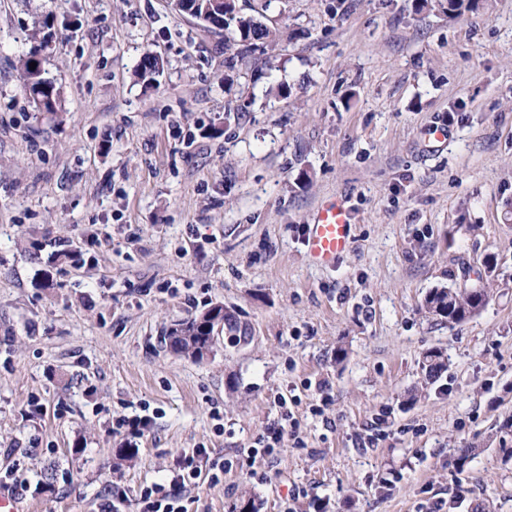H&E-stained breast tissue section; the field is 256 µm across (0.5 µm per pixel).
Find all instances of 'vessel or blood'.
I'll return each mask as SVG.
<instances>
[{
	"mask_svg": "<svg viewBox=\"0 0 512 512\" xmlns=\"http://www.w3.org/2000/svg\"><path fill=\"white\" fill-rule=\"evenodd\" d=\"M351 242L350 215L343 203L331 201L323 204L313 224L306 227L307 254L317 265H334L349 250Z\"/></svg>",
	"mask_w": 512,
	"mask_h": 512,
	"instance_id": "1",
	"label": "vessel or blood"
}]
</instances>
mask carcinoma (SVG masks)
I'll return each instance as SVG.
<instances>
[{"label":"carcinoma","instance_id":"1","mask_svg":"<svg viewBox=\"0 0 512 512\" xmlns=\"http://www.w3.org/2000/svg\"><path fill=\"white\" fill-rule=\"evenodd\" d=\"M192 6L200 15H220L224 17V44L237 46V52L227 58L224 63L232 69L238 61L253 52L255 41L269 43L273 34L255 15L242 13L232 0H191ZM31 59L24 57L20 60L21 77L31 79V88L48 98V111L56 110L60 99V91L55 83L44 77L41 69H30ZM163 69V62L156 56L144 54L135 76L140 81H153ZM488 291L485 285L477 284L459 289L441 288L431 292L425 299L429 312L442 316L451 322H462L477 313L488 302ZM169 340L180 347L183 352H190L195 347L209 343L210 332L204 330L194 317L172 328ZM424 367L431 376L438 375L445 369L446 364L442 352L431 351L424 358Z\"/></svg>","mask_w":512,"mask_h":512}]
</instances>
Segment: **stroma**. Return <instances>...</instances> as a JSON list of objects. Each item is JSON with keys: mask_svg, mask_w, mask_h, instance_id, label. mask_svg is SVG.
I'll use <instances>...</instances> for the list:
<instances>
[{"mask_svg": "<svg viewBox=\"0 0 512 512\" xmlns=\"http://www.w3.org/2000/svg\"><path fill=\"white\" fill-rule=\"evenodd\" d=\"M236 5L276 41L230 69L173 0H0V473L23 512H140L204 448L233 467L192 512H512V0ZM37 27L53 113L18 70ZM488 263L480 313L426 311ZM215 304L207 356L166 346ZM281 395L298 436L248 463ZM351 242L350 215L342 202L333 200L323 204L314 224L306 227L307 254L319 266H333L349 250Z\"/></svg>", "mask_w": 512, "mask_h": 512, "instance_id": "1", "label": "stroma"}]
</instances>
